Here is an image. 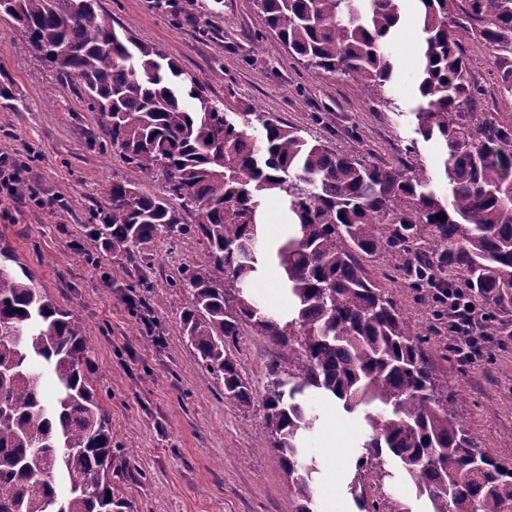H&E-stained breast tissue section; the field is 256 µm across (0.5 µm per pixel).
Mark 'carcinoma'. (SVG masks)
I'll return each instance as SVG.
<instances>
[{
  "instance_id": "1",
  "label": "carcinoma",
  "mask_w": 512,
  "mask_h": 512,
  "mask_svg": "<svg viewBox=\"0 0 512 512\" xmlns=\"http://www.w3.org/2000/svg\"><path fill=\"white\" fill-rule=\"evenodd\" d=\"M256 2L304 67L365 91L391 81L390 36L410 0ZM415 2L422 22L416 119L423 139L444 147L442 196L421 169L339 153L269 112L237 120L158 46L117 33L97 0H0V16L72 82L97 115L100 145L134 174L112 182L105 205L89 210L93 234L117 256L156 238L204 243L205 264L187 262L177 278L143 286L189 293L182 335L198 364L223 382L225 402L252 399L232 357L243 326L297 356L292 372L271 366L263 396L294 512H312L316 468L302 447L318 420L304 404L311 390L349 414L364 412L372 433L357 471L391 477L386 453L427 498L428 512H512V457L482 450L452 403L435 396L424 356L446 329L435 287L466 289L489 309L487 331L507 330L499 315L512 309V117L484 111L485 88L463 40L486 47L492 74L512 97V0ZM254 122L259 138L247 131ZM160 176L162 194L143 190V181ZM269 193L299 226L275 252L293 299L286 318L248 289L267 249L256 224ZM383 252L414 255L405 283L429 307L434 328L411 325L367 275L363 261ZM46 371L55 380L49 398L41 389ZM97 377L78 315L1 247L0 512H130L111 494L112 428ZM350 491L360 512H385L357 484Z\"/></svg>"
}]
</instances>
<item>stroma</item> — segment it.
Returning <instances> with one entry per match:
<instances>
[{
	"label": "stroma",
	"instance_id": "35a3bbf8",
	"mask_svg": "<svg viewBox=\"0 0 512 512\" xmlns=\"http://www.w3.org/2000/svg\"><path fill=\"white\" fill-rule=\"evenodd\" d=\"M138 39L156 44L204 81L209 96L232 112H272L284 122L326 139L332 149L357 153L378 166L406 163L423 169L435 188L444 183L438 151L417 132L412 84L419 37L414 12L391 42L397 70L380 94L353 82L315 74L292 60L269 30L254 0H97ZM0 71L16 103L0 105V154L21 158L30 195H0V242L33 272L38 284L86 325L101 374L103 406L112 420V480L132 512H292L293 498L277 452L267 445L261 396L268 368L288 369L287 354L269 337L244 328L232 354L255 393L250 405L225 403L224 388L195 360L180 329L188 293L154 295L138 288L140 254L152 253L155 280L177 276L183 263H204L197 239L149 241L113 256L87 225L90 208L104 205L111 180L127 170L119 155L93 150L94 113L85 111L72 84L40 61L23 33L0 17ZM78 206H70V199ZM404 254L367 261L369 274L392 292L414 325L430 324L425 305L400 289ZM111 277V291L101 282ZM440 336L426 347L440 394L493 456H512V337L490 359L460 365L444 356ZM307 402L319 420L306 444L316 464L314 512L328 496L336 512H360L347 491L367 485L355 469L370 430L361 415L325 397Z\"/></svg>",
	"mask_w": 512,
	"mask_h": 512
}]
</instances>
